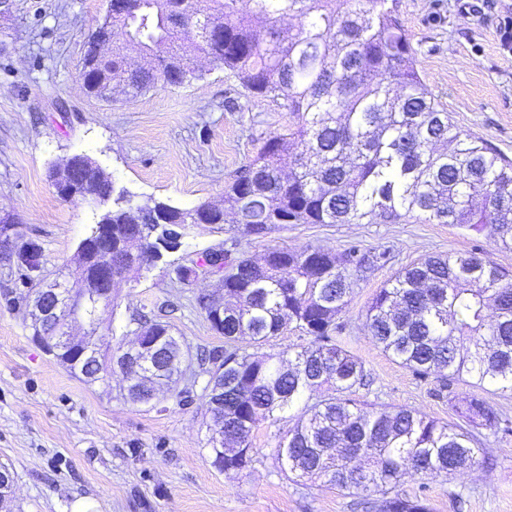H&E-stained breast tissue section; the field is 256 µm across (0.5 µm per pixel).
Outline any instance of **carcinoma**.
Wrapping results in <instances>:
<instances>
[{
	"instance_id": "obj_1",
	"label": "carcinoma",
	"mask_w": 512,
	"mask_h": 512,
	"mask_svg": "<svg viewBox=\"0 0 512 512\" xmlns=\"http://www.w3.org/2000/svg\"><path fill=\"white\" fill-rule=\"evenodd\" d=\"M115 0L112 27L123 42L112 57L98 56L88 42L82 76L95 96L102 82L112 97L134 100L155 84L197 77L191 62L204 54L238 79L250 99L270 100L288 112V132L275 133L224 188V204L210 223L233 217L230 246L220 274L223 317L194 298L224 348L192 369L191 347L154 312L135 311L132 335L159 340L161 357L149 374L124 386V402L146 405L165 388L178 402L194 396L210 404L212 380L224 384L220 415L234 446L213 449L224 471H241L253 460L256 423H273L294 407L298 418L279 436L275 459L281 471L321 481L363 499L373 512H431L422 492L398 487L405 471L425 477L463 479L478 464L481 429L512 434L482 396L443 422L405 406L365 408L356 399L367 385L363 362L339 340L340 316L351 304L352 285L384 266L387 251L349 245L341 256L319 247L275 246L255 261L239 249L238 235H259L287 224H360L366 218L412 217L454 224L485 236L499 251H512V160L462 131L421 79L415 49L388 0ZM133 54L155 57L133 67ZM76 199L94 201L108 185L87 168ZM114 200L99 215L112 225V263L121 276L146 265L153 244L139 225L154 211L170 224H188L204 205L152 207ZM23 260L15 273L33 285L42 268L41 245L17 235ZM203 263L177 264L172 282L190 285ZM366 327L381 350L420 380L437 375L449 388L467 377L493 394L512 395V272L484 249L424 256L376 291L365 310ZM310 337L307 347L257 355L284 331ZM112 342L87 357L62 347L54 358L84 383L111 360Z\"/></svg>"
}]
</instances>
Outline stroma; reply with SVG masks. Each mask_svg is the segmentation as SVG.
I'll use <instances>...</instances> for the list:
<instances>
[{
	"label": "stroma",
	"mask_w": 512,
	"mask_h": 512,
	"mask_svg": "<svg viewBox=\"0 0 512 512\" xmlns=\"http://www.w3.org/2000/svg\"><path fill=\"white\" fill-rule=\"evenodd\" d=\"M416 50L424 83L462 130L512 159V0H394ZM105 0H10L0 9V215L43 249V283L74 268L76 251L101 212L60 198L49 167L75 154L90 156L132 204L165 201L182 208L218 203L237 171L255 157L288 114L277 103L253 104L232 74L194 59L202 76L180 87L157 85L135 100L105 102L83 89L82 61ZM228 229L191 224L181 248L116 281L117 306L100 333L123 336L133 310L174 303L167 316L192 350L223 348L224 339L190 306L214 292L217 277L173 284L168 270L223 246ZM390 248L391 260L354 287L342 338L372 379L358 389L364 406L402 405L444 422L455 419L473 387L442 390L422 381L375 344L366 307L397 271L425 255L481 246L512 271V252L488 248L484 236L453 224L413 218L363 224H291L242 238L259 257L275 245L320 247L339 254L350 243ZM25 289L0 264V463L14 473L10 512H356L349 495L320 482L292 481L275 461L279 435L294 423L259 422L256 454L240 472L210 460L206 406L165 399L135 406L117 383L88 385L32 339ZM480 463L465 477L469 498L457 508L453 479H401L405 493L425 490L431 512H512V435L482 430Z\"/></svg>",
	"instance_id": "1"
}]
</instances>
